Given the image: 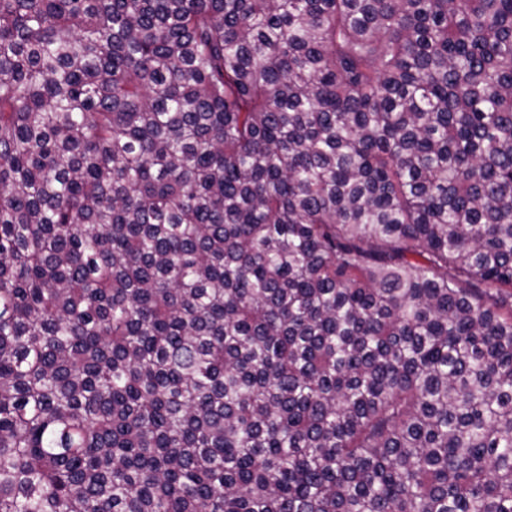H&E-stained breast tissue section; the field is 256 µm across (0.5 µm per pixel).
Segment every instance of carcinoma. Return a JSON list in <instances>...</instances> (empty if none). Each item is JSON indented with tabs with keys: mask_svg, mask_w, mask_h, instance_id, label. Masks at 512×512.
Here are the masks:
<instances>
[{
	"mask_svg": "<svg viewBox=\"0 0 512 512\" xmlns=\"http://www.w3.org/2000/svg\"><path fill=\"white\" fill-rule=\"evenodd\" d=\"M0 512H512V0H0Z\"/></svg>",
	"mask_w": 512,
	"mask_h": 512,
	"instance_id": "carcinoma-1",
	"label": "carcinoma"
}]
</instances>
